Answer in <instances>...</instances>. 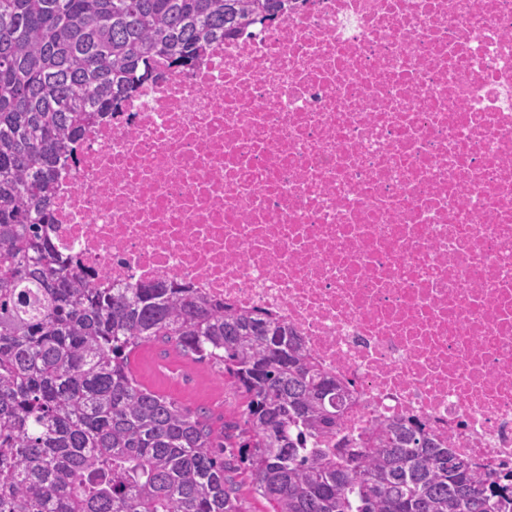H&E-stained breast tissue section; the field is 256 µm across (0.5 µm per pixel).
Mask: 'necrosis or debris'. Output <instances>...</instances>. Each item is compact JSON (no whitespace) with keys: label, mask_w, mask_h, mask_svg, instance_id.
<instances>
[{"label":"necrosis or debris","mask_w":512,"mask_h":512,"mask_svg":"<svg viewBox=\"0 0 512 512\" xmlns=\"http://www.w3.org/2000/svg\"><path fill=\"white\" fill-rule=\"evenodd\" d=\"M52 211L81 278L265 312L349 430L512 472V0H300L115 101Z\"/></svg>","instance_id":"1"}]
</instances>
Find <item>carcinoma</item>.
Segmentation results:
<instances>
[{"label": "carcinoma", "mask_w": 512, "mask_h": 512, "mask_svg": "<svg viewBox=\"0 0 512 512\" xmlns=\"http://www.w3.org/2000/svg\"><path fill=\"white\" fill-rule=\"evenodd\" d=\"M289 2L0 0V512H241L237 460L268 512H512L496 475L449 467L460 454L419 426L346 432V387L288 325L185 283L104 288L46 234L86 126ZM156 340L218 366L239 420L216 430L141 385L130 358Z\"/></svg>", "instance_id": "cac0c4a2"}]
</instances>
